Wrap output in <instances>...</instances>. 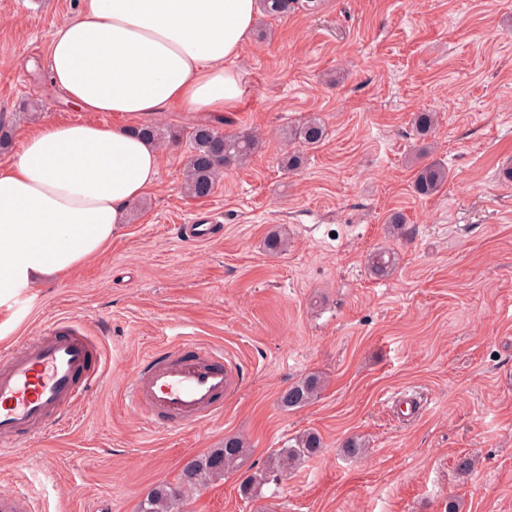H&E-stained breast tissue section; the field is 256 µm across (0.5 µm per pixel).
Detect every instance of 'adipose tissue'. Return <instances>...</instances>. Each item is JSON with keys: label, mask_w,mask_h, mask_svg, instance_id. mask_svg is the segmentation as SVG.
Returning <instances> with one entry per match:
<instances>
[{"label": "adipose tissue", "mask_w": 512, "mask_h": 512, "mask_svg": "<svg viewBox=\"0 0 512 512\" xmlns=\"http://www.w3.org/2000/svg\"><path fill=\"white\" fill-rule=\"evenodd\" d=\"M256 14V0H82L50 36L52 84L81 112L233 110V63ZM159 162L124 124L48 121L27 133L0 167V306L110 244Z\"/></svg>", "instance_id": "1"}]
</instances>
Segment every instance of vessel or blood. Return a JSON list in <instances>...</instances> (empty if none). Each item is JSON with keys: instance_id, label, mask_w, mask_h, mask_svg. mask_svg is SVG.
Instances as JSON below:
<instances>
[{"instance_id": "b4317fda", "label": "vessel or blood", "mask_w": 512, "mask_h": 512, "mask_svg": "<svg viewBox=\"0 0 512 512\" xmlns=\"http://www.w3.org/2000/svg\"><path fill=\"white\" fill-rule=\"evenodd\" d=\"M104 375L94 337L71 319L54 321L0 360V447L36 438L79 405ZM128 399L157 429H188L224 415L241 378L221 349L186 341L148 354L130 372ZM22 490L0 491V512H32Z\"/></svg>"}]
</instances>
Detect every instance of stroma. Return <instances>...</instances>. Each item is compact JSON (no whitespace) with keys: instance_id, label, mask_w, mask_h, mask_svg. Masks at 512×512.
<instances>
[{"instance_id":"1","label":"stroma","mask_w":512,"mask_h":512,"mask_svg":"<svg viewBox=\"0 0 512 512\" xmlns=\"http://www.w3.org/2000/svg\"><path fill=\"white\" fill-rule=\"evenodd\" d=\"M81 0H0V119L13 141L46 121L103 122L50 83L52 31ZM243 94L224 132L254 131L251 159L205 198L182 188L186 144L161 146L157 183L121 235L60 280L0 306V355L61 318L81 321L107 377L42 438L0 450V481L34 512H137L183 461L227 435L253 463L317 432L326 451L242 499L238 474L189 495L185 512H512V0H317L258 17L234 63ZM438 114L434 133L413 117ZM320 118L326 138L285 171L282 135ZM449 170L440 193L418 166ZM216 214V240L177 227ZM401 212L404 236L387 222ZM287 238L277 255L263 242ZM396 254L373 275L369 255ZM223 347L241 386L222 418L147 430L124 404L149 351ZM311 404L283 408L304 376ZM361 442L359 453L345 449ZM475 466L457 468L461 457ZM448 182V169L440 163L422 165L415 173L414 190L422 197L433 196ZM320 390V378L315 375H307L281 394V406L286 409L304 407L318 397Z\"/></svg>"}]
</instances>
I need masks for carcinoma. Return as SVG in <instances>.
Instances as JSON below:
<instances>
[{
	"mask_svg": "<svg viewBox=\"0 0 512 512\" xmlns=\"http://www.w3.org/2000/svg\"><path fill=\"white\" fill-rule=\"evenodd\" d=\"M258 9L265 15L279 17L303 6L302 0H257ZM437 125L436 113L421 109L414 113L413 127L420 136L431 134ZM139 136L159 144L176 142L182 133L164 129L154 123L134 128ZM325 137L321 121L310 118L290 133V138L304 146H316ZM190 150L186 160L184 185L197 198L212 194L217 181L230 167L244 164L254 153L258 138L251 132L225 133L209 122L197 123L187 134ZM448 182V169L440 163L422 165L415 173L414 190L422 197L433 196ZM395 256L389 251L371 258L372 271L377 275L389 273ZM321 390V380L307 375L288 387L280 396L281 406L300 408L314 401ZM325 451L321 436L303 432L288 440L282 448L272 450L262 467L248 464L251 451L247 442L235 435L224 437L217 447L188 459L179 474V485L159 483L139 502L138 512H183L187 494L214 479H223L232 472L241 473L239 493L252 498L263 485L276 481L288 470L302 462L321 456Z\"/></svg>",
	"mask_w": 512,
	"mask_h": 512,
	"instance_id": "1",
	"label": "carcinoma"
}]
</instances>
